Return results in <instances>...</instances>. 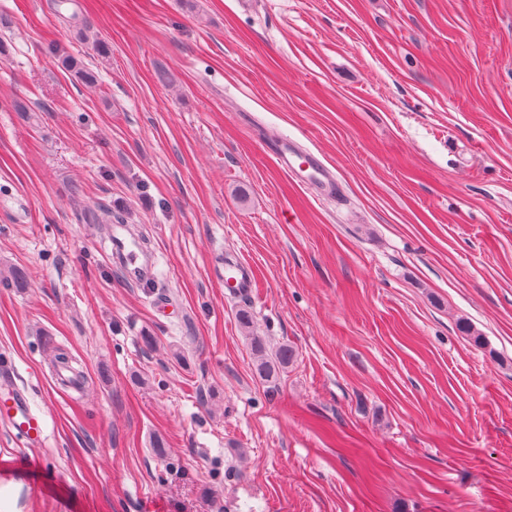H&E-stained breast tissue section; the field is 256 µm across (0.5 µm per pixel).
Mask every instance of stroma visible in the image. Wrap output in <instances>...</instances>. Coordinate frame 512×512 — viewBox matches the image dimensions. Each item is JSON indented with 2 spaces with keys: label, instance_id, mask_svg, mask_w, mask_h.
I'll list each match as a JSON object with an SVG mask.
<instances>
[{
  "label": "stroma",
  "instance_id": "obj_1",
  "mask_svg": "<svg viewBox=\"0 0 512 512\" xmlns=\"http://www.w3.org/2000/svg\"><path fill=\"white\" fill-rule=\"evenodd\" d=\"M3 363L46 421L0 418L18 512H512V0H0ZM273 154L279 166L290 175L307 172V183L316 190L327 194L336 191V178L332 171L314 154L301 152L294 142L279 140ZM113 223H122L123 219L115 214L111 215ZM113 224L110 226L109 242L111 244L110 258L118 265L129 281H137L148 274L150 260L140 244L126 229L125 225ZM217 274L224 279V287L237 295H247L254 285V272L249 265L230 257H221L217 263ZM238 321L251 346L259 377L267 382L276 381L280 372L294 362L297 356L295 348L287 343L269 348L262 336L254 334L253 319L246 309L239 310Z\"/></svg>",
  "mask_w": 512,
  "mask_h": 512
}]
</instances>
